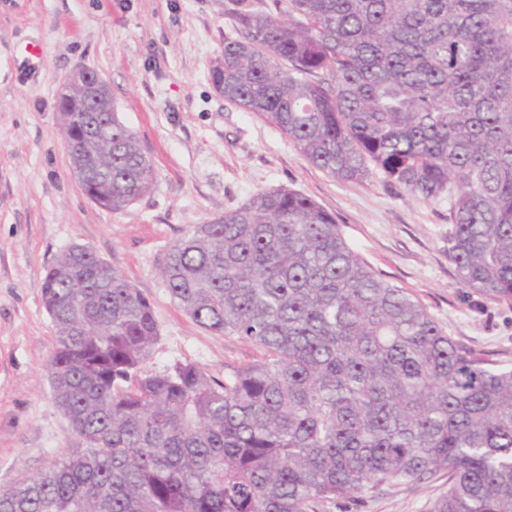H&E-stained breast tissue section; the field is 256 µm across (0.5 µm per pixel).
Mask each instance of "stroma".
<instances>
[{
    "instance_id": "1",
    "label": "stroma",
    "mask_w": 512,
    "mask_h": 512,
    "mask_svg": "<svg viewBox=\"0 0 512 512\" xmlns=\"http://www.w3.org/2000/svg\"><path fill=\"white\" fill-rule=\"evenodd\" d=\"M229 8V0H0V489L37 473L71 439L46 372L55 333L42 281L60 253L90 246L149 300L159 336L145 369L189 362L220 381L260 351L200 327L160 270L193 225L261 191L313 199L448 336L512 362V299L459 287L447 200L404 196L374 176L338 180L265 118L224 101L212 69L239 29ZM79 66L107 83L119 120L152 159L151 189L122 211L90 201L71 170L58 99ZM443 489L438 477L393 485L330 512H427Z\"/></svg>"
}]
</instances>
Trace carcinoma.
Listing matches in <instances>:
<instances>
[{"instance_id": "cac0c4a2", "label": "carcinoma", "mask_w": 512, "mask_h": 512, "mask_svg": "<svg viewBox=\"0 0 512 512\" xmlns=\"http://www.w3.org/2000/svg\"><path fill=\"white\" fill-rule=\"evenodd\" d=\"M232 0L215 88L265 117L341 181L379 176L448 199L458 284L512 298V0ZM97 138L91 198L114 211L153 169L117 115ZM171 296L205 329L262 357L224 382L143 362L148 300L75 244L47 269L46 364L74 441L0 490V512H326L444 471L428 512H512V364L448 336L379 277L336 218L263 191L174 243Z\"/></svg>"}]
</instances>
